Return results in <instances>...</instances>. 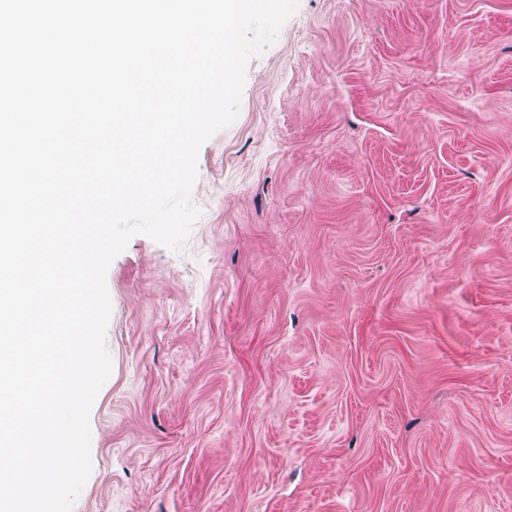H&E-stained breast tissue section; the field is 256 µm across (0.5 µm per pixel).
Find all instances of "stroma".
Wrapping results in <instances>:
<instances>
[{
  "label": "stroma",
  "instance_id": "obj_1",
  "mask_svg": "<svg viewBox=\"0 0 512 512\" xmlns=\"http://www.w3.org/2000/svg\"><path fill=\"white\" fill-rule=\"evenodd\" d=\"M197 171L72 512H512V0H299Z\"/></svg>",
  "mask_w": 512,
  "mask_h": 512
}]
</instances>
